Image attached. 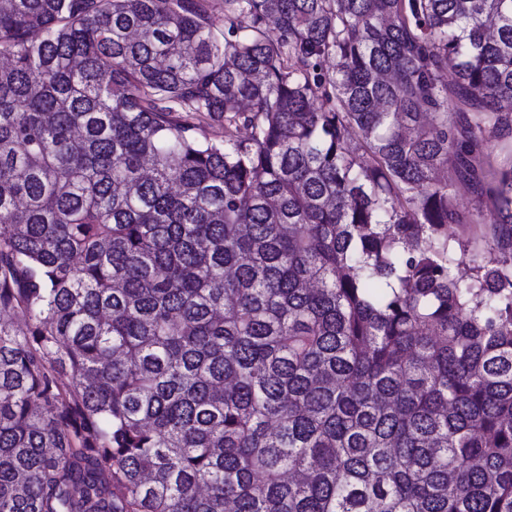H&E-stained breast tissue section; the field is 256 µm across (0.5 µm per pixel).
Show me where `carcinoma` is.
Here are the masks:
<instances>
[{
  "label": "carcinoma",
  "mask_w": 512,
  "mask_h": 512,
  "mask_svg": "<svg viewBox=\"0 0 512 512\" xmlns=\"http://www.w3.org/2000/svg\"><path fill=\"white\" fill-rule=\"evenodd\" d=\"M509 139L512 0H0V512H512ZM458 201L461 209L478 221H481L488 213L489 198L484 192L481 194L480 190L472 191L462 188L458 192Z\"/></svg>",
  "instance_id": "1"
}]
</instances>
